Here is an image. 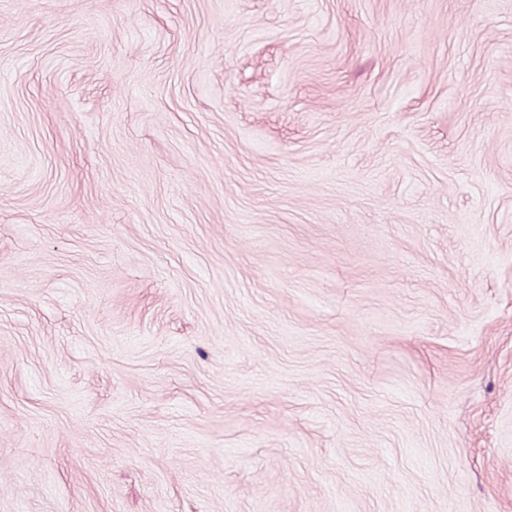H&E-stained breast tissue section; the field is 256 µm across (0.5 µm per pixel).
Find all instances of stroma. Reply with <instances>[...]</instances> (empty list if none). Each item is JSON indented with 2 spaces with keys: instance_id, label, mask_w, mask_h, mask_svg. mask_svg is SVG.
I'll list each match as a JSON object with an SVG mask.
<instances>
[{
  "instance_id": "stroma-1",
  "label": "stroma",
  "mask_w": 512,
  "mask_h": 512,
  "mask_svg": "<svg viewBox=\"0 0 512 512\" xmlns=\"http://www.w3.org/2000/svg\"><path fill=\"white\" fill-rule=\"evenodd\" d=\"M0 512H512V0H0Z\"/></svg>"
}]
</instances>
